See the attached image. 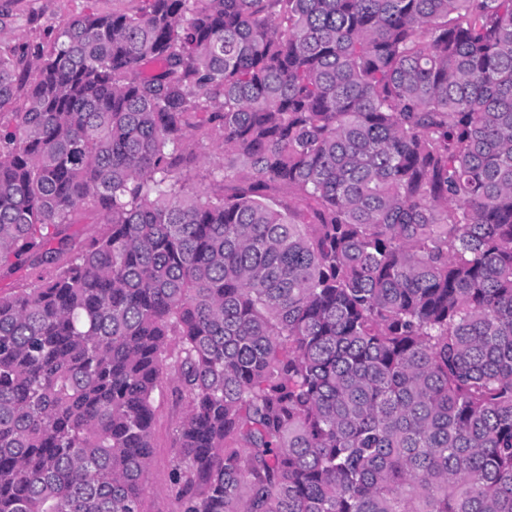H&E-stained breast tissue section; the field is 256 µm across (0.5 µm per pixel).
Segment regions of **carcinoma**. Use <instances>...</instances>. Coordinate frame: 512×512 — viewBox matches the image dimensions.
I'll use <instances>...</instances> for the list:
<instances>
[{
	"mask_svg": "<svg viewBox=\"0 0 512 512\" xmlns=\"http://www.w3.org/2000/svg\"><path fill=\"white\" fill-rule=\"evenodd\" d=\"M144 2L0 48V512H142L167 383L177 512H512V0ZM53 271L52 265H44L35 269L20 270L15 273H5L0 276V295L12 294L15 288H20L35 281L38 275L48 276Z\"/></svg>",
	"mask_w": 512,
	"mask_h": 512,
	"instance_id": "cac0c4a2",
	"label": "carcinoma"
}]
</instances>
